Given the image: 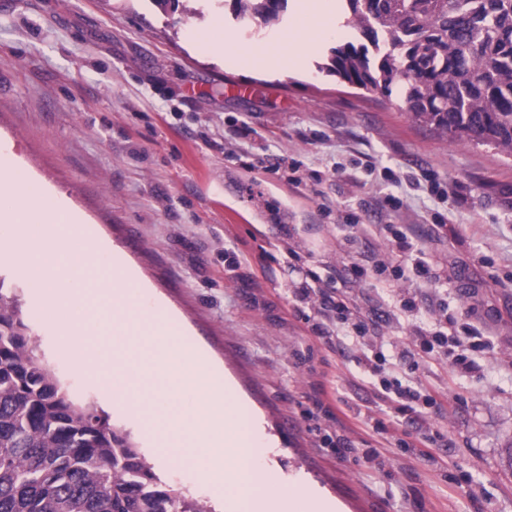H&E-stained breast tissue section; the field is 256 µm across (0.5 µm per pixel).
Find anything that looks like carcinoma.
<instances>
[{
    "label": "carcinoma",
    "instance_id": "1",
    "mask_svg": "<svg viewBox=\"0 0 512 512\" xmlns=\"http://www.w3.org/2000/svg\"><path fill=\"white\" fill-rule=\"evenodd\" d=\"M287 0H231L235 20L280 18ZM351 39L319 67L397 96L454 141L512 155V0H344ZM0 512H209L146 465L128 435L74 400L33 353L0 293Z\"/></svg>",
    "mask_w": 512,
    "mask_h": 512
}]
</instances>
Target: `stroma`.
<instances>
[{
    "mask_svg": "<svg viewBox=\"0 0 512 512\" xmlns=\"http://www.w3.org/2000/svg\"><path fill=\"white\" fill-rule=\"evenodd\" d=\"M217 14L242 42L283 33L226 16L224 0H0V148L119 249L146 303L221 366L262 418L260 453L277 480L319 487L341 512H512V158L449 142L398 98L319 72L347 32L325 38L302 71L196 51L191 38ZM426 172L447 200L412 186ZM387 224L409 231L439 283L399 280L391 296L355 277L353 265L385 257ZM299 265L345 300L367 340L337 319L311 333L303 317L318 302L296 300ZM0 293L16 299L36 355L72 398L98 405L167 484L228 512L193 465L162 458L132 410L101 404L95 371L74 367L5 258ZM443 305L487 331L493 349L478 372L403 356L414 326ZM371 343L386 356L375 376L358 363ZM385 378L435 390L436 402L399 413ZM420 427L436 443L403 447ZM340 435L355 445L345 458L332 446Z\"/></svg>",
    "mask_w": 512,
    "mask_h": 512,
    "instance_id": "stroma-1",
    "label": "stroma"
}]
</instances>
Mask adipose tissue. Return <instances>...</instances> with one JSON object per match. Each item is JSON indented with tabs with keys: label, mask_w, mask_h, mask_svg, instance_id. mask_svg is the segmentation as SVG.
<instances>
[{
	"label": "adipose tissue",
	"mask_w": 512,
	"mask_h": 512,
	"mask_svg": "<svg viewBox=\"0 0 512 512\" xmlns=\"http://www.w3.org/2000/svg\"><path fill=\"white\" fill-rule=\"evenodd\" d=\"M295 22L288 36L268 47L236 46L224 31L220 20H213L210 27L193 39L197 48L217 56L223 55L242 65L259 63L271 70L304 67L321 43L322 37L338 34L334 0H296ZM319 25L321 37H306L305 31Z\"/></svg>",
	"instance_id": "1"
}]
</instances>
